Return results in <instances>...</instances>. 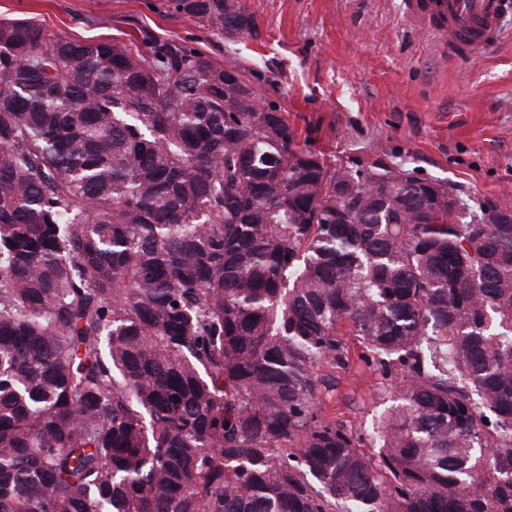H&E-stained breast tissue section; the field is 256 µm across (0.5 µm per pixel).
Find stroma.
Segmentation results:
<instances>
[{
  "label": "stroma",
  "instance_id": "stroma-1",
  "mask_svg": "<svg viewBox=\"0 0 512 512\" xmlns=\"http://www.w3.org/2000/svg\"><path fill=\"white\" fill-rule=\"evenodd\" d=\"M245 2L258 31L232 41L165 0H0V19L33 17L82 41L181 43L234 62L300 147L364 171L403 166L468 210L512 211V36L471 62L444 56L406 17V0ZM343 341L345 364L320 368L335 379L321 407L371 451L388 395L358 337Z\"/></svg>",
  "mask_w": 512,
  "mask_h": 512
}]
</instances>
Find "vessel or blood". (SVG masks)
Listing matches in <instances>:
<instances>
[{"label":"vessel or blood","mask_w":512,"mask_h":512,"mask_svg":"<svg viewBox=\"0 0 512 512\" xmlns=\"http://www.w3.org/2000/svg\"><path fill=\"white\" fill-rule=\"evenodd\" d=\"M406 14L462 58L504 41L512 0H409Z\"/></svg>","instance_id":"obj_1"}]
</instances>
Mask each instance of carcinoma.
I'll return each mask as SVG.
<instances>
[{
    "label": "carcinoma",
    "mask_w": 512,
    "mask_h": 512,
    "mask_svg": "<svg viewBox=\"0 0 512 512\" xmlns=\"http://www.w3.org/2000/svg\"><path fill=\"white\" fill-rule=\"evenodd\" d=\"M343 328L374 455L319 404ZM0 512H512V211L327 163L195 48L1 20Z\"/></svg>",
    "instance_id": "carcinoma-1"
}]
</instances>
